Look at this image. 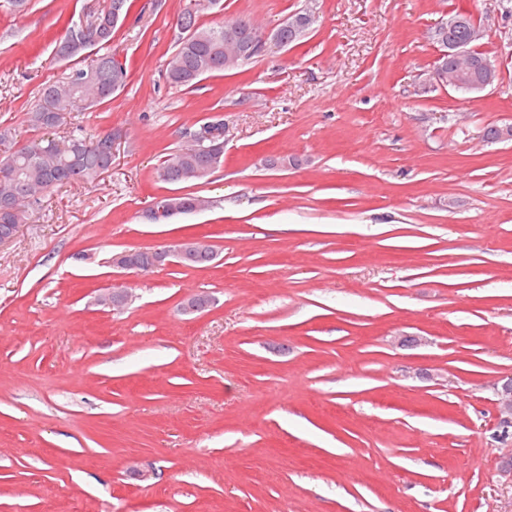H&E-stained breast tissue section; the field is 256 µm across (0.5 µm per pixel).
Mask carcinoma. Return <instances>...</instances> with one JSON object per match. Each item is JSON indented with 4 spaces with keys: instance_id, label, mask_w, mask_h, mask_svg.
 Instances as JSON below:
<instances>
[{
    "instance_id": "carcinoma-1",
    "label": "carcinoma",
    "mask_w": 512,
    "mask_h": 512,
    "mask_svg": "<svg viewBox=\"0 0 512 512\" xmlns=\"http://www.w3.org/2000/svg\"><path fill=\"white\" fill-rule=\"evenodd\" d=\"M130 0H109V4L89 14L88 31L80 37L66 30L56 41L55 57L75 65L63 81L44 84L39 103L27 113L28 126L33 130L50 131L67 123L70 113L107 102L119 88L126 85L128 69L110 52L90 57L88 50L112 44V35L125 17L124 6ZM199 9L186 8L178 14L176 27L180 37L174 55L166 67L165 78L174 88L188 89L204 77L226 71L224 47L235 32H251L253 20L239 16L215 25L198 21ZM304 15L299 11L278 26L279 36L288 43L299 40L309 27L294 21ZM477 30L472 17L465 18L451 31H442V41H471L476 44ZM108 133L87 135L75 129L63 142L36 137L18 148L5 146L8 135L0 131V235H11L26 223L29 209L48 190L73 182H93L112 165L106 147ZM224 163V155L202 152L194 146H184L168 155L159 177L169 184L203 180ZM199 197L183 194L162 196L158 205L174 212L165 217L192 212Z\"/></svg>"
}]
</instances>
